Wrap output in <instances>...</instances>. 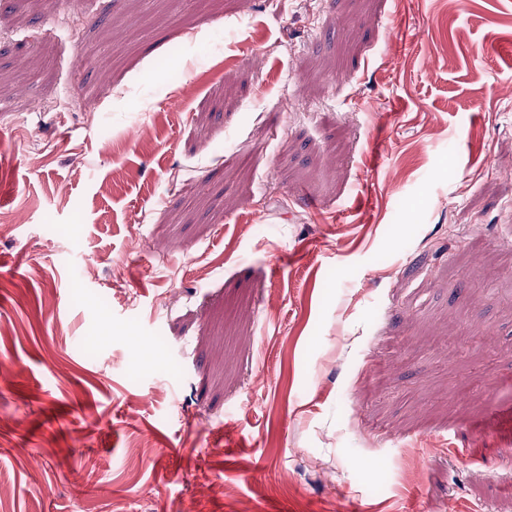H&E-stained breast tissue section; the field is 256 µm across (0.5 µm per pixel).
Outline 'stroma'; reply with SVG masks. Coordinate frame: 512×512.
<instances>
[{
	"label": "stroma",
	"mask_w": 512,
	"mask_h": 512,
	"mask_svg": "<svg viewBox=\"0 0 512 512\" xmlns=\"http://www.w3.org/2000/svg\"><path fill=\"white\" fill-rule=\"evenodd\" d=\"M512 0H0V512H512Z\"/></svg>",
	"instance_id": "obj_1"
}]
</instances>
